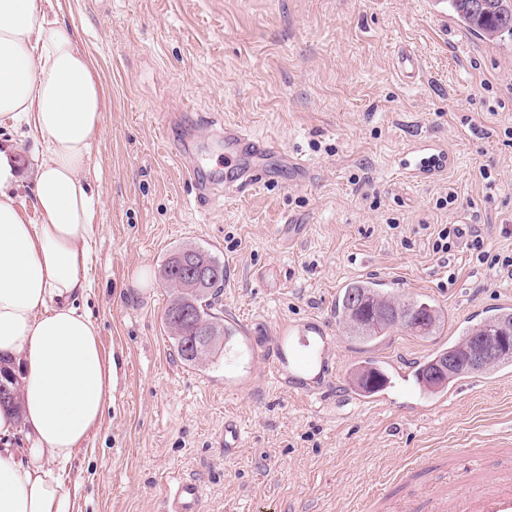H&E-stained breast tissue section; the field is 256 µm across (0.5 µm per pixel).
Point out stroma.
<instances>
[{
  "label": "stroma",
  "mask_w": 512,
  "mask_h": 512,
  "mask_svg": "<svg viewBox=\"0 0 512 512\" xmlns=\"http://www.w3.org/2000/svg\"><path fill=\"white\" fill-rule=\"evenodd\" d=\"M73 24L106 88L88 174L96 199L90 287L79 304L121 363L100 429L59 470L72 512H164L167 485L195 478L201 512H365L394 479H426L438 448L456 467L512 448V369L427 395L398 368L425 361L458 329L512 306V277L467 243L434 253L448 224L480 225L490 253L512 254V45L441 34L427 0H40ZM417 57L403 78L401 52ZM194 105L212 175L206 120L225 119L300 156L264 163L245 196L200 206L176 154L182 127L160 116ZM430 136L450 157L426 182L398 160ZM23 172L17 201L33 223L35 158L24 129L0 125ZM490 179H483L482 171ZM456 191L460 207L441 201ZM185 243L224 263L222 309L250 347L233 367L185 365L163 323V258ZM147 272L149 286L134 283ZM371 278L433 299L448 322L429 340L398 329L373 348L346 339L336 299ZM334 336L312 391L283 389L271 338L284 323ZM380 362L388 387L354 397L350 371ZM241 443L225 455L224 422Z\"/></svg>",
  "instance_id": "obj_1"
}]
</instances>
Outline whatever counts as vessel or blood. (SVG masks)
<instances>
[{"label": "vessel or blood", "instance_id": "1", "mask_svg": "<svg viewBox=\"0 0 512 512\" xmlns=\"http://www.w3.org/2000/svg\"><path fill=\"white\" fill-rule=\"evenodd\" d=\"M224 166L231 176L202 180L198 177V161L190 140H183L179 159L186 174L193 178L197 198L212 203L224 200L225 193L244 194L264 180L261 158L270 153L272 145L252 138L240 127L222 124ZM436 149L429 139L407 152L400 168L407 178L421 180L431 175ZM490 454L493 468L476 467L462 475L449 477L440 471L430 486L420 487L403 482L396 496H377L372 512H512V448H494ZM168 512H200L202 491L190 477L175 478L165 490Z\"/></svg>", "mask_w": 512, "mask_h": 512}]
</instances>
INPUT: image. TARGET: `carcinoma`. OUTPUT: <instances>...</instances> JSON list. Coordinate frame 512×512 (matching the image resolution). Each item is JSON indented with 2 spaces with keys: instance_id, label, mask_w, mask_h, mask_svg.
Instances as JSON below:
<instances>
[{
  "instance_id": "cac0c4a2",
  "label": "carcinoma",
  "mask_w": 512,
  "mask_h": 512,
  "mask_svg": "<svg viewBox=\"0 0 512 512\" xmlns=\"http://www.w3.org/2000/svg\"><path fill=\"white\" fill-rule=\"evenodd\" d=\"M448 15L466 30L493 45H505L512 39V0H490L484 10L473 7V0H448ZM198 252L212 265L210 275L198 286L186 281L177 265L179 256ZM161 278L169 288L170 300L164 312V324L178 356L188 365L203 368L224 354L234 330L225 324L220 310L224 291V263L208 251L186 245L172 253L163 263ZM448 317L432 300L402 297L373 280H360L347 286L336 300V323L345 335L372 346L396 328L413 335L430 338L439 335ZM512 336V308H500L479 323L463 327L448 347L419 365L417 382L428 393H439L458 379L477 373H492L512 367V346L504 348L498 336ZM496 346L497 354L485 365L475 367L470 360L478 338ZM451 360L453 365L438 376L436 366ZM381 371L372 362L353 369V387L374 392L384 385ZM0 385L10 389L11 405L18 404L19 381L6 367H0Z\"/></svg>"
}]
</instances>
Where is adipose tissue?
I'll return each instance as SVG.
<instances>
[{
  "instance_id": "adipose-tissue-1",
  "label": "adipose tissue",
  "mask_w": 512,
  "mask_h": 512,
  "mask_svg": "<svg viewBox=\"0 0 512 512\" xmlns=\"http://www.w3.org/2000/svg\"><path fill=\"white\" fill-rule=\"evenodd\" d=\"M106 93L94 59L39 0H0V123L42 148L32 223L16 199L18 167L0 151V360L20 407L0 408V512H71L53 469L100 428L119 359L77 300L86 288L94 202L87 173Z\"/></svg>"
}]
</instances>
